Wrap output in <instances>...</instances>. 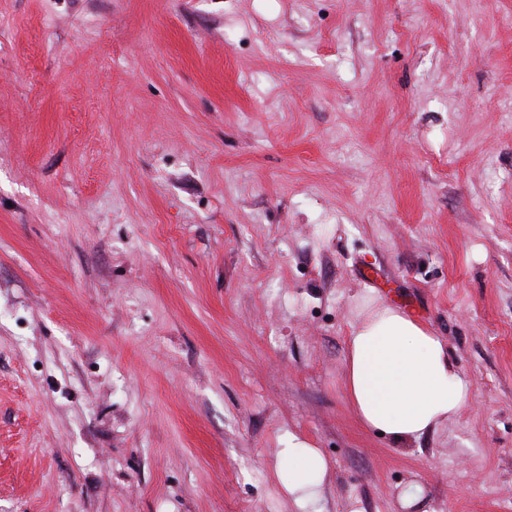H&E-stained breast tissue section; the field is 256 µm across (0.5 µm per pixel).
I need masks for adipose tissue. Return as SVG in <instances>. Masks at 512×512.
<instances>
[{
  "mask_svg": "<svg viewBox=\"0 0 512 512\" xmlns=\"http://www.w3.org/2000/svg\"><path fill=\"white\" fill-rule=\"evenodd\" d=\"M345 365L346 398L358 421L396 444L434 433L469 399V384L447 344L387 305L354 327ZM275 474L297 512H313L329 464L319 449L292 433L277 452Z\"/></svg>",
  "mask_w": 512,
  "mask_h": 512,
  "instance_id": "adipose-tissue-1",
  "label": "adipose tissue"
}]
</instances>
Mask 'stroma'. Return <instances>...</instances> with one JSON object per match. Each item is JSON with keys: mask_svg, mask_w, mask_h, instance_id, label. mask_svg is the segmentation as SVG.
I'll return each instance as SVG.
<instances>
[{"mask_svg": "<svg viewBox=\"0 0 512 512\" xmlns=\"http://www.w3.org/2000/svg\"><path fill=\"white\" fill-rule=\"evenodd\" d=\"M471 396L407 447L356 315ZM512 512V0H0V512ZM345 365L346 398L358 421L395 444L434 433L469 399L448 345L387 305L354 327ZM279 448L275 474L282 481L297 512L312 511L322 498L329 464L318 448L290 432Z\"/></svg>", "mask_w": 512, "mask_h": 512, "instance_id": "obj_1", "label": "stroma"}]
</instances>
